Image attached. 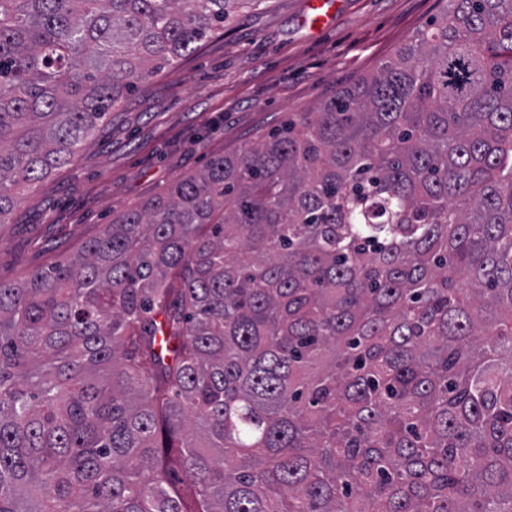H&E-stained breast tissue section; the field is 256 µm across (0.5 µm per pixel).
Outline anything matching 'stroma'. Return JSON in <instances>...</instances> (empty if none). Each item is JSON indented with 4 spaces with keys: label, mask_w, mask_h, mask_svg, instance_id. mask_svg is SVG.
I'll list each match as a JSON object with an SVG mask.
<instances>
[{
    "label": "stroma",
    "mask_w": 512,
    "mask_h": 512,
    "mask_svg": "<svg viewBox=\"0 0 512 512\" xmlns=\"http://www.w3.org/2000/svg\"><path fill=\"white\" fill-rule=\"evenodd\" d=\"M440 9L439 0H336L318 30L309 0L237 11L222 33L140 85L73 162L23 198L0 228V278L73 258L113 216L376 70Z\"/></svg>",
    "instance_id": "obj_1"
}]
</instances>
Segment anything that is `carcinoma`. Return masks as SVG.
<instances>
[{"label": "carcinoma", "mask_w": 512, "mask_h": 512, "mask_svg": "<svg viewBox=\"0 0 512 512\" xmlns=\"http://www.w3.org/2000/svg\"><path fill=\"white\" fill-rule=\"evenodd\" d=\"M259 0H0V225ZM0 279V512H512V0Z\"/></svg>", "instance_id": "obj_1"}]
</instances>
